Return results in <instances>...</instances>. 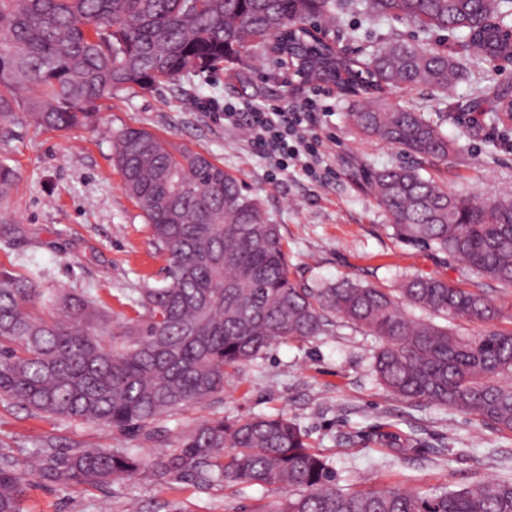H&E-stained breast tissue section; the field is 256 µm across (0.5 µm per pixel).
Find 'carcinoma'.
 Wrapping results in <instances>:
<instances>
[{"label":"carcinoma","mask_w":512,"mask_h":512,"mask_svg":"<svg viewBox=\"0 0 512 512\" xmlns=\"http://www.w3.org/2000/svg\"><path fill=\"white\" fill-rule=\"evenodd\" d=\"M373 20L421 32L465 33L483 59L512 62V0H354ZM347 0H0V126L17 111L67 131L89 126L99 101L150 90L190 72L241 64L268 48L304 84H326L355 106L349 124L410 155L448 160L452 147L414 108L390 105L393 87L446 91L463 64L445 50L393 38L367 59L329 39ZM480 96L512 114L495 85ZM126 193L164 258L162 284L143 281L133 317L91 296L43 288L0 269V399L57 418L148 439L162 417L210 403L233 377L288 338L326 336L336 321L381 345L375 380L411 404H434L512 432V332L482 293L436 278L407 280L400 296L352 279L302 285L290 278L280 225L210 156L142 128L112 133ZM394 235L429 246L512 285V198L457 195L411 165L364 171ZM412 305L450 321H478L464 335L411 316ZM372 440L404 456L406 433ZM150 469L157 481L279 485L269 512H512V481L487 480L429 493L340 488L328 459L283 414L205 419L175 448L146 463L132 448L59 449L45 440L26 458L0 459V512H24L29 478L46 485L103 486Z\"/></svg>","instance_id":"cac0c4a2"}]
</instances>
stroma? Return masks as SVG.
Segmentation results:
<instances>
[{
	"mask_svg": "<svg viewBox=\"0 0 512 512\" xmlns=\"http://www.w3.org/2000/svg\"><path fill=\"white\" fill-rule=\"evenodd\" d=\"M420 41L419 28L403 21L371 22L341 15L334 36L351 54L371 51L391 34ZM464 76L447 92L429 87L386 92L394 104L419 109L439 125L454 150L447 162L410 157L395 146L363 139L348 124L352 100L325 84L303 85L272 55L247 59V83L223 70L188 74L150 91L119 90L99 103L94 125L65 133L18 120L0 141V165L17 178L0 202V268L34 276L43 287L98 297L117 314L134 316L133 290L163 265L142 211L126 194L112 163L113 131L145 128L161 138L211 155L260 201L280 227L290 276L310 284L352 278L397 291L410 277L439 278L484 293L502 310L497 329L512 331V286L481 277L432 248L396 238L387 215L366 188L358 165L419 168L450 192L480 199L512 197V121L497 119L478 103V87L512 90V63L462 54ZM315 96L323 112L326 178L270 166L249 144L245 128L224 125V103L253 101L296 107ZM378 339L345 324L333 333L289 339L272 346L240 371L223 401L163 418L156 439L121 438L105 426L38 415L0 401V456L24 458L50 438L67 448H134L145 460L174 448L198 421L223 416L282 413L325 455L346 489L400 487L429 492L473 482L512 480V433L431 404L411 405L377 384L371 357ZM378 426L413 435L424 448L409 457L368 441ZM277 486L227 487L213 481H154L139 472L108 487H50L33 482L25 512H259L280 498Z\"/></svg>",
	"mask_w": 512,
	"mask_h": 512,
	"instance_id": "1",
	"label": "stroma"
}]
</instances>
